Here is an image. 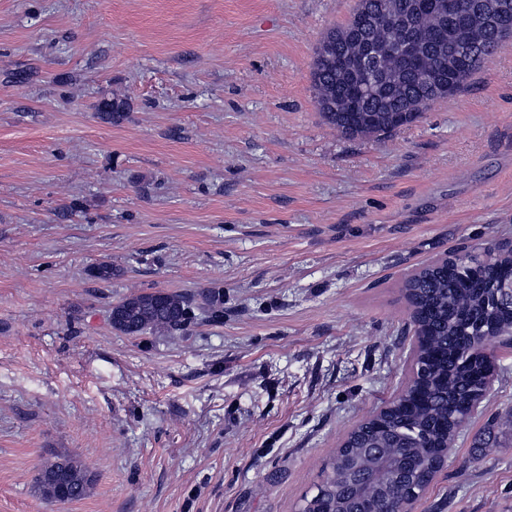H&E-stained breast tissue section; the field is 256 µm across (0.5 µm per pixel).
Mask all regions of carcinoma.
Masks as SVG:
<instances>
[{"instance_id":"obj_1","label":"carcinoma","mask_w":512,"mask_h":512,"mask_svg":"<svg viewBox=\"0 0 512 512\" xmlns=\"http://www.w3.org/2000/svg\"><path fill=\"white\" fill-rule=\"evenodd\" d=\"M416 2L358 0L351 18L320 40L311 72L316 105L323 120L343 137H385L418 121L432 100L422 73L449 82L453 96L488 60V48L512 37V4L489 24L469 9L450 15L417 10ZM408 38L422 42L418 70L398 53ZM371 40L387 45L390 52L378 61L377 82L355 110L348 97L352 82L342 63ZM123 106L121 100L103 101L97 117L117 123L125 117ZM457 258L451 253L431 261L402 281L414 326L408 381L397 397L347 434L322 470L316 491L302 497L299 512H359L360 503L346 486L360 470L374 474L366 497L393 509L420 498L428 488L440 455L454 446L461 420L483 396L492 372V365L472 350L486 351L512 335V306L500 300L503 286L512 282V245L498 246L492 253H466L465 275L457 270ZM222 305L216 291L204 293L199 306L182 293H138L113 305L109 320L112 328L130 336H175L198 307L217 314ZM367 448L382 449L390 464L382 467L365 453ZM406 465L409 477L402 482L397 474ZM62 483L73 502L89 494L94 480L75 457L62 455L41 466L35 491L56 503Z\"/></svg>"}]
</instances>
